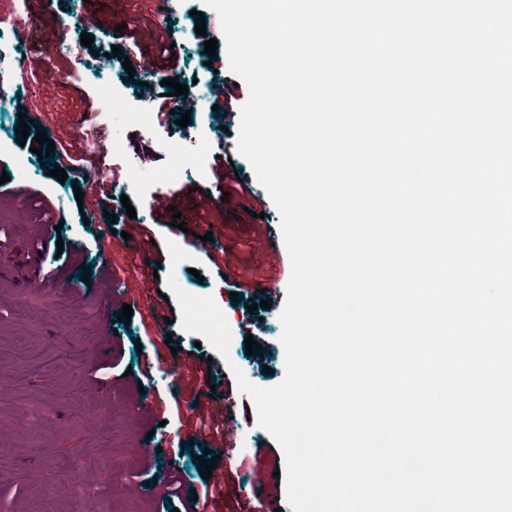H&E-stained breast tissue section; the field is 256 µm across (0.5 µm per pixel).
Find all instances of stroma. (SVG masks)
I'll return each mask as SVG.
<instances>
[{
  "instance_id": "1",
  "label": "stroma",
  "mask_w": 512,
  "mask_h": 512,
  "mask_svg": "<svg viewBox=\"0 0 512 512\" xmlns=\"http://www.w3.org/2000/svg\"><path fill=\"white\" fill-rule=\"evenodd\" d=\"M32 26L24 42L1 44L0 54L9 61L0 65V173L9 179L0 185V260L11 261L34 244L45 250L37 266L40 282L19 287L17 279L0 277V349L13 352L15 363L0 369V417L14 428L0 434V505L11 512H171L182 500L203 495L207 485L204 465L198 457L208 446L206 437L194 435L188 403L195 386L186 382L181 395L171 392L167 367L188 359H211L209 382L213 396L232 408L227 449L217 458L224 472V512H253V486L259 471L269 466L285 468L280 445L256 421L254 399L241 391L230 366H238L248 380L260 387L277 384L284 375V348L280 342L279 315L284 307L291 276L290 264L269 266L256 254L261 223L276 224L280 216L268 194L237 199L209 208L194 206L187 190H213L216 156L229 159L241 176L253 179L248 162L237 151L240 113L216 121L208 102H198L191 113L190 137H183L176 122L156 124L163 135L177 139L182 149L194 147L195 138L211 137L225 125L223 144H212L203 168L173 171L170 156L160 151L135 120L138 112L157 106L141 91L154 85L156 94L165 86L154 84L148 71L105 73L99 56L81 43L82 34L108 41L103 26L113 15L159 21L180 57V83L195 85L205 61L225 73L230 69L225 47L215 56L195 32L197 14L211 16L202 0H177L164 17H156L151 0H109L106 9H95L87 0H30ZM99 17L101 28L87 24ZM28 58L27 83H20L18 58ZM127 100L128 114L114 115L111 125L99 131V157L109 172L98 189L110 195L107 213H115V231H131L133 224L151 227L152 243H140L138 251L115 249L112 278L125 291L123 305L134 314L129 326L118 317L123 305H109L102 290L101 248L97 231L106 215L85 224L81 210L91 198L76 200L71 184L50 174L48 159L20 145L16 127L20 99L26 88L39 91L47 134L56 145L83 152L84 131L80 113L97 108L102 80ZM126 149L112 154L113 139ZM141 166L132 177L128 156ZM25 187V202H18L17 187ZM128 196L136 215L128 217L120 196ZM177 201L180 230L166 225L162 209ZM199 224L224 227V266L216 268L194 240L191 230ZM189 253V260L170 264L169 243ZM250 274L251 288L244 299L229 295L225 278ZM195 296L213 297L232 333L228 355L218 354L201 334L181 324V308L172 285ZM166 295L165 305L174 329V348H156L154 330L144 328L149 300ZM260 320L262 354L247 355L248 329L241 321L246 312ZM76 346L90 349L77 367L66 362ZM161 353L164 367L151 377L142 371L154 353ZM41 363L30 371L31 362ZM151 454H144V447ZM144 488L136 497H125L127 481ZM175 482L178 494L165 497L162 485Z\"/></svg>"
}]
</instances>
